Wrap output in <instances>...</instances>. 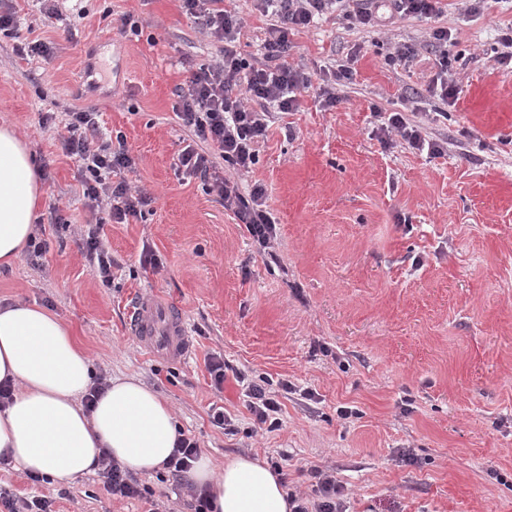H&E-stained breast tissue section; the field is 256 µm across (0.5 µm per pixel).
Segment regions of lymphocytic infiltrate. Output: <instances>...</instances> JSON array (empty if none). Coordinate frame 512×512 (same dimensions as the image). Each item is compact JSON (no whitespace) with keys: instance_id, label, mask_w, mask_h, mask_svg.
<instances>
[{"instance_id":"1","label":"lymphocytic infiltrate","mask_w":512,"mask_h":512,"mask_svg":"<svg viewBox=\"0 0 512 512\" xmlns=\"http://www.w3.org/2000/svg\"><path fill=\"white\" fill-rule=\"evenodd\" d=\"M181 8L193 18L200 32L221 46L216 60L200 64L176 90L173 110L191 140L179 154L177 169L200 178L236 223L244 225L266 261H275L269 245L276 235V222L266 205V191L256 183L241 189L236 175L251 171L257 162L258 146L267 136L276 114L296 111L302 90L318 86L325 106H336L340 97L337 86L353 82V69L340 64L314 83L313 72L289 65V35L292 30L309 28L329 15H339L357 28L379 26L384 18L432 19L438 17L441 0H257L271 23L260 46V54L248 59L236 48L241 19L235 11L223 7L222 0H181ZM451 33L446 27L433 28L423 46L402 44L389 54L390 63L407 64L419 51L433 55L437 69L427 91L430 97L448 101L454 94L448 82L452 61L448 57ZM67 134L62 137L64 153L77 164L82 178L85 206L95 222L83 237L80 253L90 271L102 284L112 280L113 259L102 236L105 221L127 223L141 215L152 198L132 191L125 179L135 168L123 134L102 137L96 113L72 111L68 114ZM385 132H397L416 150L430 155L444 152L442 143L428 139L415 119L414 112H391ZM228 163L235 172L226 177L219 171ZM277 393V392H276ZM266 382L250 381L247 385L249 408L256 422L267 431L279 430L280 403ZM106 491L122 498L148 494L136 473L122 467L110 455H102L97 464ZM314 495L306 498L289 494L291 512H346L344 488L327 470L313 468Z\"/></svg>"}]
</instances>
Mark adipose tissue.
Here are the masks:
<instances>
[{"mask_svg":"<svg viewBox=\"0 0 512 512\" xmlns=\"http://www.w3.org/2000/svg\"><path fill=\"white\" fill-rule=\"evenodd\" d=\"M42 200L37 165L16 131L0 127V269L26 248ZM17 392L0 409V457L23 472L63 484L109 453L135 473L160 468L179 437L168 403L133 377L114 378L92 410L82 397L92 366L71 328L47 309L0 305V384ZM193 483L211 493L212 512H290L278 472L249 455H228L223 469L200 457Z\"/></svg>","mask_w":512,"mask_h":512,"instance_id":"1","label":"adipose tissue"}]
</instances>
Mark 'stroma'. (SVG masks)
I'll use <instances>...</instances> for the list:
<instances>
[{
  "label": "stroma",
  "instance_id": "35a3bbf8",
  "mask_svg": "<svg viewBox=\"0 0 512 512\" xmlns=\"http://www.w3.org/2000/svg\"><path fill=\"white\" fill-rule=\"evenodd\" d=\"M241 20L239 49L257 53L267 19L255 0H224ZM28 40L58 44L42 62L0 34V124L12 125L37 163L48 164L36 221L49 253L0 270V301L38 304L71 325L95 378L134 376L174 408L179 428L215 466L227 454L284 460L288 489L309 494V469L333 472L348 512H512V73L498 69L512 11L486 0L479 14L458 0L426 22L363 31L340 16L290 37L288 62L330 69L356 56L351 88L323 109L318 87L281 115L243 184L261 182L277 222L279 264H266L245 228L175 163L189 138L174 114L189 67L217 58L180 0H63L47 25L37 0H14ZM132 15L141 32H122ZM452 37L453 103L422 104L442 156L383 134L435 69L386 58L431 27ZM97 112L103 133L122 132L136 158L132 189L153 201L126 224L105 222L116 265L103 286L79 251L91 216L74 162L63 154L67 114ZM54 113L42 124L41 113ZM59 210L63 223L51 218ZM152 251L159 268L142 264ZM178 306L186 359L159 357L128 331L141 299ZM230 367L223 392L206 364ZM280 393V430L260 429L237 373ZM360 415L340 419L341 407ZM223 408L230 430L211 422ZM413 462H405L404 454ZM0 488L44 497L54 512H148L142 499L106 492L98 473L66 497L0 464Z\"/></svg>",
  "mask_w": 512,
  "mask_h": 512
}]
</instances>
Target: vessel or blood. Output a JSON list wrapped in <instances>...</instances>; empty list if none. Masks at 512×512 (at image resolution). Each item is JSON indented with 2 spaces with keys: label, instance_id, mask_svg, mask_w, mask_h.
<instances>
[{
  "label": "vessel or blood",
  "instance_id": "vessel-or-blood-1",
  "mask_svg": "<svg viewBox=\"0 0 512 512\" xmlns=\"http://www.w3.org/2000/svg\"><path fill=\"white\" fill-rule=\"evenodd\" d=\"M130 329L138 343L172 360L187 357L190 340L175 305L147 301L133 311Z\"/></svg>",
  "mask_w": 512,
  "mask_h": 512
}]
</instances>
